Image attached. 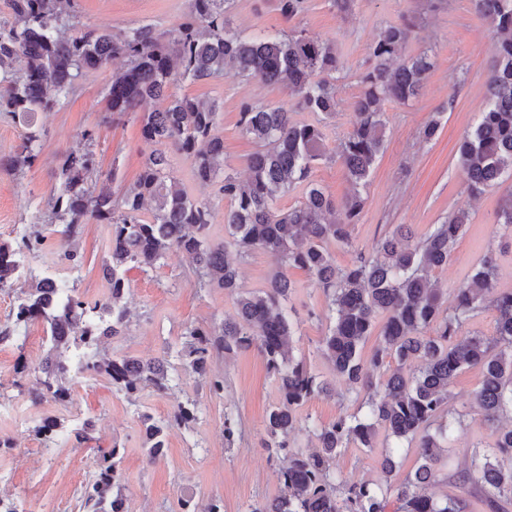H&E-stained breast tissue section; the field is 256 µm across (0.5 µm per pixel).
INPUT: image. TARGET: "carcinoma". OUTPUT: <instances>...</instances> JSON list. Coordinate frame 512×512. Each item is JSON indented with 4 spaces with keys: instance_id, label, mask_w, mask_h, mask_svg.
<instances>
[{
    "instance_id": "1",
    "label": "carcinoma",
    "mask_w": 512,
    "mask_h": 512,
    "mask_svg": "<svg viewBox=\"0 0 512 512\" xmlns=\"http://www.w3.org/2000/svg\"><path fill=\"white\" fill-rule=\"evenodd\" d=\"M231 0H189L182 21L161 31L153 24L112 33L80 28L71 0H8L0 18V113L22 118L27 132L20 152L5 166H30L42 147V130L31 122L37 112L53 110L74 94L82 78L122 61L106 86L108 110L120 117L138 115L141 136L155 146L129 187L114 194L96 189L92 150L69 151L58 169L51 198L55 228L22 237L18 249L0 245V287L19 268L23 251L46 240L60 243L65 258L89 223L112 225L110 259L102 265L111 294L89 304L75 289L41 279L18 295L13 325L0 327V342L15 328L41 321L55 347L74 338L76 357H48L37 377L39 395L56 403L71 400L68 366L77 361L87 373L105 375L128 396L151 388H172L174 367L166 358L109 356L96 336L112 325V335L127 329L126 272L153 268L168 253L186 254L199 282L236 296V317L185 332L179 351L182 366L204 374L208 360L221 352L255 347L268 373L278 381L279 398L263 424L268 447L283 457L278 495L248 512H468L471 492L491 509L512 501V291L498 288L497 259L489 252L452 293L432 281L431 273L448 265L470 215L457 209L417 243L407 224L384 233L371 251L358 252L350 264L336 265L327 244L353 247L351 227L365 201L359 188L385 143V104L416 97L434 68L426 52L404 57L402 49L415 24L403 19L384 28L371 43V65L361 76L363 91L354 103L353 129L338 156L354 189L342 206L312 180L327 149L319 126L296 123L282 106L245 103L239 112L243 135L258 145L246 158L247 177L224 171V140L217 132L220 106L171 91L180 80H218L226 73L245 80L281 85L298 105L331 118L336 112V73L341 62L334 45L302 30L243 37L227 27ZM493 34L496 64L487 79L488 95L474 129L464 136L458 166L468 193L477 196L512 177V0H473ZM192 162L196 178L216 182L230 202L224 211V239L209 236L210 202L190 197L173 176L169 151ZM297 184L306 186L299 205L282 212L279 197ZM154 204L151 217L143 215ZM262 250L277 260L267 287L240 289L237 261ZM306 271L325 296L321 318L327 330L320 351L360 409L322 424L300 410L332 392V385L294 354L298 324L285 303L294 288L288 270ZM485 309L496 312L494 332L472 331V319ZM68 334H59V325ZM378 333L369 357L362 344ZM481 380L472 403L492 441L457 468L448 460V440L462 414L449 404V387L466 369ZM194 401L181 402L168 420L144 416V447L149 459L163 454L172 424L188 426L197 418ZM304 429L315 440L309 451L298 442ZM381 479L350 481L336 472V456L354 445L378 447ZM417 449L418 465L401 482L392 480L403 445ZM121 457L114 445L103 453L97 471L81 489L83 512H126L119 491ZM444 470L452 472L461 494L438 500L428 488Z\"/></svg>"
}]
</instances>
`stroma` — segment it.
I'll return each instance as SVG.
<instances>
[{
	"label": "stroma",
	"instance_id": "obj_1",
	"mask_svg": "<svg viewBox=\"0 0 512 512\" xmlns=\"http://www.w3.org/2000/svg\"><path fill=\"white\" fill-rule=\"evenodd\" d=\"M75 9L80 22L90 28L119 32L149 22L165 30L187 13L188 0H76ZM413 15L419 21L402 54L408 57L429 51L436 67L416 98L386 106L385 148L361 190L365 207L352 228L355 249L370 251L395 224L412 225L416 238H423L450 211L465 208L471 213L467 230L448 266L436 271L434 280L443 289L457 287L492 249L498 263V286L512 290V237L498 233L496 226L500 205L512 196V178H503L473 199L457 163L460 141L477 121L487 94V75L495 64L489 26L472 0H355L348 13L332 0H305L302 12L290 23L281 16L278 0H234L227 15L233 32L253 36L296 27L335 44L343 69L336 82L337 112L328 120L300 109L283 87L232 75L217 81L180 82L173 91L220 102L224 168L239 174L256 148L238 128L243 102L281 105L288 108L293 121L321 127L331 158L316 166L312 179L340 203L350 194L351 185L336 153L352 129L361 76L370 65L369 45L387 25ZM110 77L107 69L89 72L74 96L53 111L37 113L45 136L30 168L16 174L0 168V244L17 246L32 225L45 228L51 224L47 203L58 184L60 157L84 148V130L94 129L99 135L94 147L100 166L97 186L116 192L137 179L151 147L142 139L134 116L116 118L109 112L105 88ZM435 112L441 113L442 125L429 141L422 131ZM170 160L187 193L212 203L209 235L223 239L229 203L219 195L217 184L197 180L184 155L171 153ZM111 242V225L88 224L78 240V251L84 256L81 266H73L52 245L25 253L20 278L0 289V326L11 322L17 294L46 276L66 281L90 302L108 296L102 264L110 255ZM288 275L295 284L288 305L299 321L295 352L315 373L332 378V368L319 349L326 324L318 315L325 297L304 270L292 269ZM127 278L128 329L125 335L105 340L103 346L115 357L168 359L177 368L174 387L162 394L146 389L130 397L113 388L107 377L91 375L73 384L70 404H35L36 376L51 344L42 323L21 328L14 341L0 345V433H17L26 449L0 448V495L14 498L24 512H52L59 500L66 502L68 512H81L80 486L96 469L102 449L116 444L122 455L127 512H180L182 498L189 495L201 507L216 497L222 500L224 512H246L248 505L274 498L281 460L264 446L263 420L278 391L257 351L232 352L210 361L208 372L224 376L220 398L209 393L202 375L179 366L177 351L186 327L233 317V299L222 289L198 285L189 260L176 252L155 268L131 269ZM20 359L27 364L22 374L15 371ZM479 380V370L472 369L451 388V406L464 415L448 444V457L454 463L470 458L476 446L490 439L489 430L472 408V393ZM186 400L197 402L196 420L187 427L170 428L163 455L149 460L143 446L144 416L166 419L174 405ZM48 416L67 431L87 426V442L79 448L64 442L45 447L34 429ZM228 416L237 423L230 441L224 437ZM379 457L376 451L348 448L337 457L336 470L349 480H374L380 473Z\"/></svg>",
	"mask_w": 512,
	"mask_h": 512
}]
</instances>
